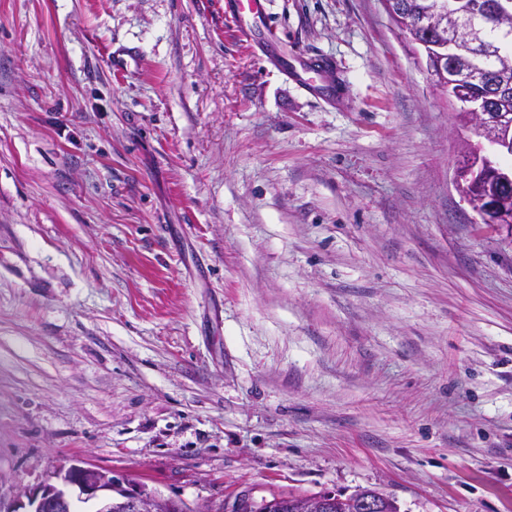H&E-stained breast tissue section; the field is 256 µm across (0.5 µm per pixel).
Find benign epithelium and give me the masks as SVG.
Here are the masks:
<instances>
[{
    "label": "benign epithelium",
    "instance_id": "1",
    "mask_svg": "<svg viewBox=\"0 0 512 512\" xmlns=\"http://www.w3.org/2000/svg\"><path fill=\"white\" fill-rule=\"evenodd\" d=\"M494 15L499 24H512V0H435L424 14L411 20L404 32L425 53L427 65L436 81L448 89V98L463 110L461 126L468 132L463 140L462 160L456 168L455 188L473 207L479 223L512 242V165L505 166L495 156L512 158V82L494 75L480 77L486 92L479 98L470 93L474 79L465 76L450 61L472 55L480 41L470 31L460 29L448 34L443 19L453 15ZM492 153L485 152V146ZM125 478L116 472L85 462L71 460L48 475L31 490L22 489L4 512H73L75 501L94 502L93 512H156L166 503L178 512H187L179 501L165 498L140 485L124 486ZM335 503L334 494L307 497L308 512H328ZM355 512H384L388 500L380 494L358 496Z\"/></svg>",
    "mask_w": 512,
    "mask_h": 512
}]
</instances>
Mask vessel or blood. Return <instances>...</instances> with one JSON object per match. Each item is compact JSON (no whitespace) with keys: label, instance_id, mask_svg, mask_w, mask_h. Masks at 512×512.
<instances>
[{"label":"vessel or blood","instance_id":"vessel-or-blood-1","mask_svg":"<svg viewBox=\"0 0 512 512\" xmlns=\"http://www.w3.org/2000/svg\"><path fill=\"white\" fill-rule=\"evenodd\" d=\"M266 0H224V11L237 22L240 36L259 38L261 49L272 63H283L289 78L314 95H330L334 92L333 64L325 56L298 53L290 58L282 56V41L273 28H266L264 35H257V23L266 12Z\"/></svg>","mask_w":512,"mask_h":512}]
</instances>
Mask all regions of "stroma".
<instances>
[{"instance_id":"35a3bbf8","label":"stroma","mask_w":512,"mask_h":512,"mask_svg":"<svg viewBox=\"0 0 512 512\" xmlns=\"http://www.w3.org/2000/svg\"><path fill=\"white\" fill-rule=\"evenodd\" d=\"M266 12L333 99L224 0H0V502L74 456L193 512H512V241L448 92L381 0ZM282 41L275 29L266 27L260 38V46L266 58L273 64L285 67L288 77L314 95L334 93L333 64L321 54L297 53L289 59L282 57Z\"/></svg>"}]
</instances>
